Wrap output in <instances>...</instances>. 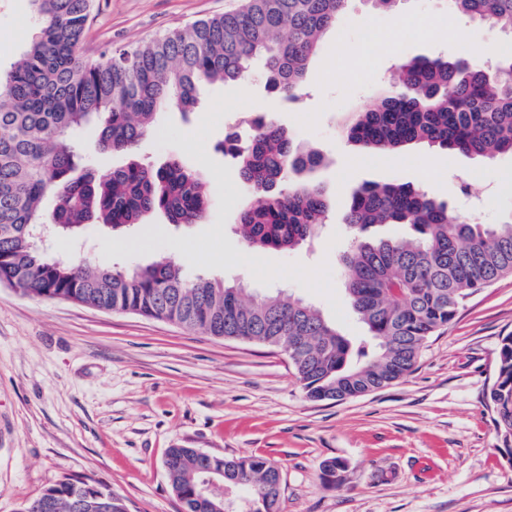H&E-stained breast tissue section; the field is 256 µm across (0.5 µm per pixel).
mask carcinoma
Masks as SVG:
<instances>
[{
    "label": "carcinoma",
    "mask_w": 512,
    "mask_h": 512,
    "mask_svg": "<svg viewBox=\"0 0 512 512\" xmlns=\"http://www.w3.org/2000/svg\"><path fill=\"white\" fill-rule=\"evenodd\" d=\"M346 2L244 0L232 13L91 56L84 39L92 0H31L36 32L0 78V282L28 296L177 321L218 338L246 336L271 345L308 336L306 350L291 363L312 400L360 396L410 373L425 341L454 319L469 295L512 274V215L499 224L473 223L408 184L355 190L346 224L358 236L342 256L343 288L375 341L372 353L342 336L315 306L281 291L252 295L222 280L191 278L182 263L170 260L125 271L64 261L30 238L37 224H54L64 235L88 224L130 227L152 215L175 225L203 220L209 199L197 172L176 159L158 167L132 159L106 175L88 169L74 177L75 135L95 119L99 147L129 153L161 109L189 112L204 84L244 86L257 70L271 92L295 103L321 36L336 25ZM448 3L512 32V0ZM391 82V94L356 113L345 128L361 149L389 154L426 144L487 159L512 154V55L497 62L493 75L467 58L406 59ZM249 126L245 140L236 127L224 136L248 192L237 220L242 242L285 251L313 240L329 205L307 175L324 156L294 146L271 118ZM48 195L55 207L46 214ZM376 224H410L416 235L371 240L367 232ZM487 400L502 447L512 455V334L501 339ZM167 463L182 512H216L219 501L197 489L209 469L224 471V483L233 486V506L224 512H278L262 456L226 460L171 448ZM100 499L111 512H127L106 484L69 476L20 512H90Z\"/></svg>",
    "instance_id": "1"
}]
</instances>
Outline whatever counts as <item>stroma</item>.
I'll list each match as a JSON object with an SVG mask.
<instances>
[{
    "instance_id": "obj_1",
    "label": "stroma",
    "mask_w": 512,
    "mask_h": 512,
    "mask_svg": "<svg viewBox=\"0 0 512 512\" xmlns=\"http://www.w3.org/2000/svg\"><path fill=\"white\" fill-rule=\"evenodd\" d=\"M242 0H94L86 47L129 46L216 14ZM408 22L395 42L396 15ZM466 27L465 40L452 28ZM30 0H0V71H9L34 33ZM512 34L461 20L447 0H400L397 14L349 0L312 57L296 104L248 88L204 86L196 109L166 108L141 141V159L175 157L199 172L210 207L203 221L174 226L159 215L132 231L90 224L54 239L50 256L125 270L169 258L256 292L280 290L317 307L350 340L366 330L342 287L341 256L355 235L345 216L367 182L408 183L483 223L512 213V154L448 155L424 145L393 159L358 151L342 134L348 112L376 101L392 65L413 57L450 60L490 51L498 61ZM334 76H325L328 67ZM263 115L293 141L329 157L314 179L330 203L313 244L291 251L244 246L234 233L245 189L220 146L228 126ZM97 123L76 138V163L107 174L122 155L96 152ZM454 158L426 180V159ZM512 334V276L482 288L430 336L411 373L344 400L302 391L285 352L209 336L129 312L104 311L21 294L0 284V512H19L63 475L109 485L128 512H181L165 467L169 448L217 457L260 455L282 472L280 512H512V463L501 450L486 391L503 336ZM347 470L325 482L324 460Z\"/></svg>"
}]
</instances>
